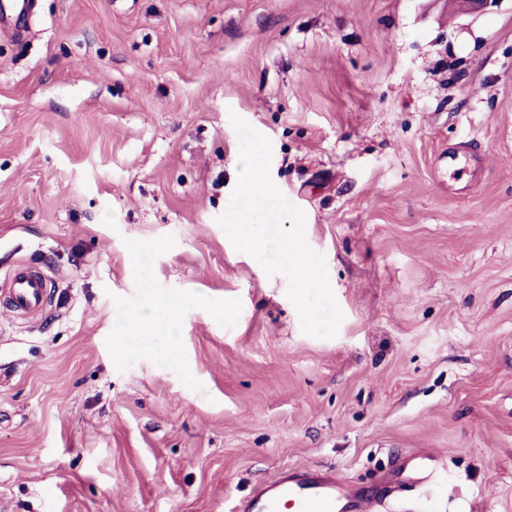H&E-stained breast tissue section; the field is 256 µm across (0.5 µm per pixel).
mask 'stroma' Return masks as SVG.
I'll return each mask as SVG.
<instances>
[{"label": "stroma", "instance_id": "obj_1", "mask_svg": "<svg viewBox=\"0 0 512 512\" xmlns=\"http://www.w3.org/2000/svg\"><path fill=\"white\" fill-rule=\"evenodd\" d=\"M238 115L306 216L343 313L307 335L284 275L217 222ZM9 512H231L283 467L375 490L400 452L444 512H512V0H35L0 32ZM180 306L176 354L121 350ZM2 283L1 298L5 307L16 315L41 316L50 303V277L33 261L14 263ZM160 319L166 321L170 326H175L180 321V312L176 304L164 297L154 299L148 306L143 307L134 317L130 331L137 339V345L145 349L140 338L151 336Z\"/></svg>", "mask_w": 512, "mask_h": 512}]
</instances>
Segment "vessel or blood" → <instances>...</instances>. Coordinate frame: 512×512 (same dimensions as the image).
I'll return each instance as SVG.
<instances>
[{
    "instance_id": "vessel-or-blood-1",
    "label": "vessel or blood",
    "mask_w": 512,
    "mask_h": 512,
    "mask_svg": "<svg viewBox=\"0 0 512 512\" xmlns=\"http://www.w3.org/2000/svg\"><path fill=\"white\" fill-rule=\"evenodd\" d=\"M32 10V0H0V30L22 36ZM50 278L32 261L14 263L0 280V297L9 312L43 315L50 303ZM439 459L430 453H408L399 459L384 496L365 493L351 486L332 469H284L271 480L255 485L239 499L233 512H377L384 498L406 494V512H438L434 485Z\"/></svg>"
}]
</instances>
